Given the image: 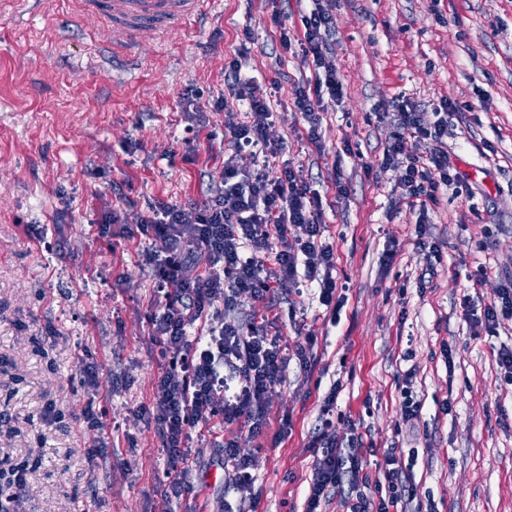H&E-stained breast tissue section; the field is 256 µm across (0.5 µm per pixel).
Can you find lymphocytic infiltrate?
<instances>
[{"instance_id":"lymphocytic-infiltrate-1","label":"lymphocytic infiltrate","mask_w":512,"mask_h":512,"mask_svg":"<svg viewBox=\"0 0 512 512\" xmlns=\"http://www.w3.org/2000/svg\"><path fill=\"white\" fill-rule=\"evenodd\" d=\"M296 36L281 34L283 51L299 47L313 78L296 85L294 109L307 122V138L321 141L320 113L325 100H339L343 85L329 43L333 17L315 7L301 18ZM227 93L214 102L224 114V180L210 188L206 199L184 206L161 203L151 216L123 221L121 237H146L144 254L152 269L157 294L164 299L161 313L151 320V336L160 349L161 372L149 403L140 415L152 419L167 451L171 478L162 494L163 504L192 494L201 469L191 442L196 430L215 425L246 430L249 438L262 435L272 406V388L282 378L290 359L303 368L315 362V336H305L293 347L283 346L272 325L295 319V307H281L278 290L315 284L327 310L337 307V281L332 275L335 253L323 242L321 201L301 171L283 162L277 178L266 166L244 168L238 156L260 150L266 157L281 153L283 141L270 129L271 95L253 80L242 78L237 61L224 65ZM246 103L245 116L228 107L229 100ZM456 106L440 101L425 112L408 101L395 106L397 131L383 154L385 164L402 170L401 197L409 205L433 203L443 187L458 174L444 151L423 145L448 133ZM207 267L195 275L187 269L197 257ZM254 305L245 318H236L243 300ZM340 387L331 385L320 405L319 427L310 445L317 448L305 512H321L331 492L344 495L346 512H410L417 500L412 470L416 455L402 457L395 448L384 449L375 473L363 468L366 451L356 435L336 439L331 416ZM219 459L231 465L228 485L240 502L252 497L255 460L240 455L237 438L219 441Z\"/></svg>"}]
</instances>
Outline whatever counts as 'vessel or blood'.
<instances>
[{"label":"vessel or blood","mask_w":512,"mask_h":512,"mask_svg":"<svg viewBox=\"0 0 512 512\" xmlns=\"http://www.w3.org/2000/svg\"><path fill=\"white\" fill-rule=\"evenodd\" d=\"M199 4L200 0H73L82 20L107 28L113 55L125 59L136 57L140 44L161 29L192 21Z\"/></svg>","instance_id":"1"}]
</instances>
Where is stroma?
Masks as SVG:
<instances>
[{
    "label": "stroma",
    "instance_id": "stroma-1",
    "mask_svg": "<svg viewBox=\"0 0 512 512\" xmlns=\"http://www.w3.org/2000/svg\"><path fill=\"white\" fill-rule=\"evenodd\" d=\"M322 5L344 96L322 112L317 147L291 99L310 71L280 45L281 28L297 33L310 0H203L195 22L142 46L140 65L121 78L105 31L75 20L67 0L48 12L0 0V408L12 414L0 426V470L31 464L24 512H160L166 450L137 414L159 375L149 318L161 307L142 258L149 241L120 238L108 250L99 223L112 211L148 214L158 201H202L223 181L208 140L223 133V113L191 121L185 106L224 93L231 59L276 90L273 133L321 195L344 286L333 313L313 290L279 295L303 310L279 324L284 342L314 334L319 364L309 375L291 361L263 435L240 443L256 460L253 512H304L309 442L336 381L334 429L342 438L357 424L372 450L366 471L377 452L414 448L418 499L434 512H512V385L497 358L512 345V320L491 333L466 319L512 275V0ZM403 99L425 109L447 100L468 115L427 145L446 150L460 178L424 214L401 198L400 169L382 163L392 104ZM336 170L341 196L330 182ZM30 224L45 227L43 239L28 236ZM422 238L439 258L421 250ZM410 368L422 401L411 430L400 394ZM89 403L104 411L100 426L72 417ZM49 406L61 414L52 423ZM214 440L194 439L209 467L170 512H215L220 494L237 501ZM92 448L102 452L94 466Z\"/></svg>",
    "mask_w": 512,
    "mask_h": 512
}]
</instances>
